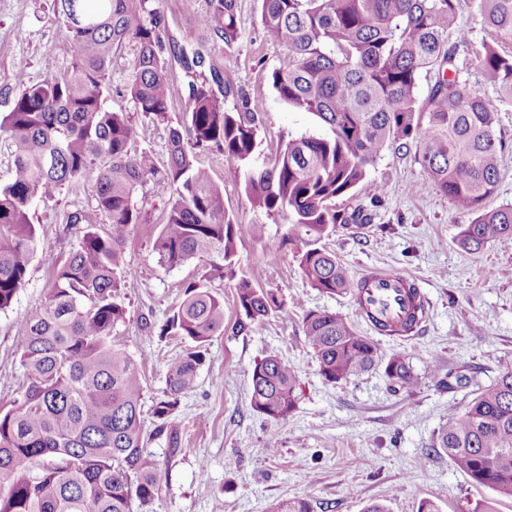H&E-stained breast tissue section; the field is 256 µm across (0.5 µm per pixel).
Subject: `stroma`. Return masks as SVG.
<instances>
[{
  "instance_id": "35a3bbf8",
  "label": "stroma",
  "mask_w": 512,
  "mask_h": 512,
  "mask_svg": "<svg viewBox=\"0 0 512 512\" xmlns=\"http://www.w3.org/2000/svg\"><path fill=\"white\" fill-rule=\"evenodd\" d=\"M167 33V47L183 46L207 8L206 0H151ZM241 36L234 47L203 36L200 49L208 67L235 70L241 87L261 112L262 157L302 134L319 135L323 125L279 99L268 77L284 57L269 42L260 23L256 0H238ZM459 20L471 48L459 55L460 78L478 91L498 114L496 135L503 143L499 180L491 206L512 204V100L502 98L487 78L475 52L488 45L511 52L512 42L496 38L471 0H461ZM74 54L55 23L54 0H0V118L7 115L26 87L46 75L67 70ZM198 160L224 186V207L239 225L240 274L254 285L278 289L287 306L283 313L254 325L245 336H219L207 347L196 388L184 395L172 426L180 443L167 435L149 444L162 474V496L155 512H268L277 501L307 497L314 512H363L373 502L389 512H418L422 500L441 512H463L494 491L471 482L433 441L449 417L460 414L475 389L493 383L512 367V244H493L477 253L457 243L462 217L425 175L414 150L388 148L369 180L387 192L373 208L370 223L337 227L324 241L358 279L371 267L411 276L426 298V315L414 338L375 336L384 354L407 355L420 385L394 390L376 367L342 384L325 382L306 342L302 318L309 310L345 317L357 333L372 334L355 313L352 296H327L305 282L280 217L252 206L242 172L228 168L215 150ZM147 221L129 235L125 257L133 274L125 281L126 319L117 328L116 344L140 360L145 397L166 387V373L186 343L148 336L159 329L182 298V288L196 284L224 299V319L236 316L231 281L208 275L206 259L169 268L160 265L153 243L160 231L170 190L151 182L144 189ZM79 212L91 229L102 232L107 218L96 209L93 191H66L48 202H35L31 221L39 242L26 282L10 308L0 311V401L17 397L24 380L19 345L27 317L39 308L61 266L79 242L67 222ZM373 335V334H372ZM275 355L296 371L299 400L287 420L274 422L250 406L252 369ZM455 367L468 378L452 390L437 388L436 372ZM279 446L260 454L269 435ZM498 512H512L511 499H496Z\"/></svg>"
}]
</instances>
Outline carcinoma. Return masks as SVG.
<instances>
[{"label":"carcinoma","mask_w":512,"mask_h":512,"mask_svg":"<svg viewBox=\"0 0 512 512\" xmlns=\"http://www.w3.org/2000/svg\"><path fill=\"white\" fill-rule=\"evenodd\" d=\"M485 24L512 42V0H473ZM266 38L285 57L269 76L277 96L317 117L325 128L259 158L258 105L238 86L235 71L189 83L183 121L169 127L168 160L158 168L136 152L130 113L105 106L113 58L131 47L127 85L135 111L169 121L170 63L165 32L150 0H56L74 55L67 72L28 87L0 120L13 153L11 180L0 185V311L25 284L38 242L30 219L36 200L93 181L107 232L84 231L77 249L56 269L44 304L28 317L19 355L26 382L0 405V512H154L162 494L159 465L149 451L181 397L197 385L202 348L217 336L248 334L282 313L278 291L258 288L236 270L239 228L224 208V185L196 154L215 149L227 167L245 173V192L267 215L288 219L307 284L329 296L355 283L322 241L339 224H366L367 209H336V199L368 183L370 169L392 146L415 145L423 172L462 215L458 243L478 252L512 242V205L489 209L502 142L496 112L459 80L460 50L469 46L459 24L460 0H258ZM201 28L228 48L240 38L237 0H208ZM483 66L502 96L512 98V53L485 49ZM431 76L425 99L421 76ZM237 97L233 106L227 98ZM171 191L154 241L159 261L179 266L208 257L212 271L235 281L236 317L224 323V299L195 285L159 335L190 346L169 365L166 388L152 400L148 430L140 364L119 348L113 332L125 321L121 288L131 274L124 258L129 234L147 221L136 194L148 182ZM376 322L395 336L415 322ZM303 331L318 374L340 384L381 366L391 385L411 391L420 378L401 353L385 355L339 314L310 310ZM299 378L275 355L256 362L250 405L279 422L298 402ZM440 449L478 485L512 499V370L477 390L463 412L437 432ZM270 512H314L309 498L285 499Z\"/></svg>","instance_id":"obj_1"}]
</instances>
